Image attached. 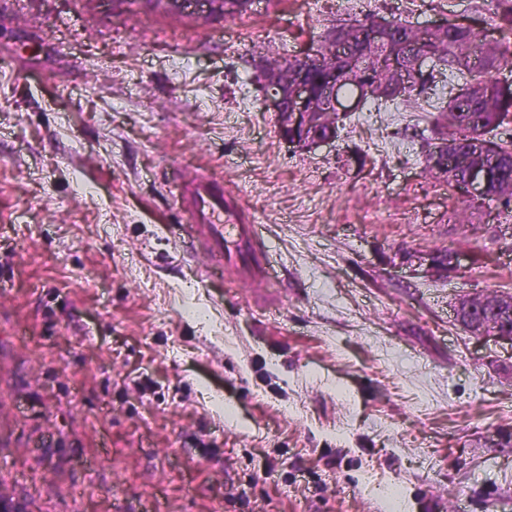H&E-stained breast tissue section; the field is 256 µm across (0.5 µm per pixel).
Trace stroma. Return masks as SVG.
Wrapping results in <instances>:
<instances>
[{
  "label": "stroma",
  "instance_id": "obj_1",
  "mask_svg": "<svg viewBox=\"0 0 512 512\" xmlns=\"http://www.w3.org/2000/svg\"><path fill=\"white\" fill-rule=\"evenodd\" d=\"M488 0H253L199 23L0 0V504L8 512H512V217L426 174L456 84L289 147L249 67L377 15L512 43ZM259 223L271 280L199 282L184 175ZM462 254L452 273L431 260ZM477 297L475 298H466L465 299V311L467 313L466 322H464L461 318V315L458 313L463 307V300H460L457 305H455L454 313L456 316V320L460 325L469 333L480 336L489 333H493L498 335L499 337L506 338L512 343V330L503 327H512V317L505 315L504 313H496L491 316V319L485 315L481 306L477 305ZM494 320V321H493ZM500 322L501 326L496 323Z\"/></svg>",
  "mask_w": 512,
  "mask_h": 512
}]
</instances>
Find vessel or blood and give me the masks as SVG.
<instances>
[{"mask_svg": "<svg viewBox=\"0 0 512 512\" xmlns=\"http://www.w3.org/2000/svg\"><path fill=\"white\" fill-rule=\"evenodd\" d=\"M177 203L187 217V234H198L205 260L200 267L212 276L232 263L241 281L264 284L269 276L266 257L253 235L250 218L234 197L225 195L216 176L197 171L183 180Z\"/></svg>", "mask_w": 512, "mask_h": 512, "instance_id": "obj_1", "label": "vessel or blood"}]
</instances>
